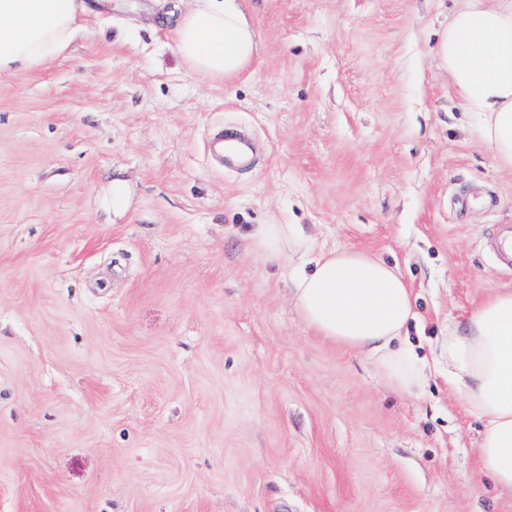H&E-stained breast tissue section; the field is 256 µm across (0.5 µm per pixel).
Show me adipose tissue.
Segmentation results:
<instances>
[{
	"label": "adipose tissue",
	"mask_w": 512,
	"mask_h": 512,
	"mask_svg": "<svg viewBox=\"0 0 512 512\" xmlns=\"http://www.w3.org/2000/svg\"><path fill=\"white\" fill-rule=\"evenodd\" d=\"M85 0H0V71L35 68L71 43ZM175 48L195 73L223 82L253 61L257 34L243 0H195L176 24ZM497 165L512 171V0H461L434 48ZM300 240L292 224H262L252 245L270 260ZM297 312L317 336L364 356L385 389L414 395L425 364L408 343L410 288L395 267L351 248L322 253L291 279ZM448 381L483 421L481 470L512 491V290L494 291L442 345Z\"/></svg>",
	"instance_id": "obj_1"
}]
</instances>
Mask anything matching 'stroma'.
<instances>
[{"label":"stroma","instance_id":"1","mask_svg":"<svg viewBox=\"0 0 512 512\" xmlns=\"http://www.w3.org/2000/svg\"><path fill=\"white\" fill-rule=\"evenodd\" d=\"M87 2L63 55L0 72V512H512L447 367L387 392L250 245L296 224L304 258L397 266L429 361L512 290L486 247L512 173L432 54L457 0H246L225 83L175 51L192 0ZM217 129L250 167L210 159Z\"/></svg>","mask_w":512,"mask_h":512}]
</instances>
